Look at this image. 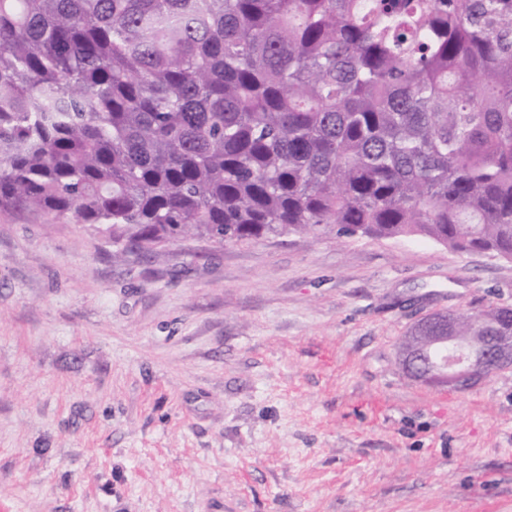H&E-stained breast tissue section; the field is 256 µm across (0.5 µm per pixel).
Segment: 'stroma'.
<instances>
[{
  "label": "stroma",
  "mask_w": 512,
  "mask_h": 512,
  "mask_svg": "<svg viewBox=\"0 0 512 512\" xmlns=\"http://www.w3.org/2000/svg\"><path fill=\"white\" fill-rule=\"evenodd\" d=\"M512 260L300 233L118 252L0 212V512H512V370L397 364Z\"/></svg>",
  "instance_id": "35a3bbf8"
}]
</instances>
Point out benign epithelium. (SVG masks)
Listing matches in <instances>:
<instances>
[{"label":"benign epithelium","mask_w":512,"mask_h":512,"mask_svg":"<svg viewBox=\"0 0 512 512\" xmlns=\"http://www.w3.org/2000/svg\"><path fill=\"white\" fill-rule=\"evenodd\" d=\"M496 323L482 327L475 338L461 333L458 318L435 313L416 321L405 337L397 360L401 369L450 388H465L488 378V373L512 369V336H498Z\"/></svg>","instance_id":"7a95c632"}]
</instances>
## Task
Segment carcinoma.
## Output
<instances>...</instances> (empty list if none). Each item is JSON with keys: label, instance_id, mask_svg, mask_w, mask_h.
<instances>
[{"label": "carcinoma", "instance_id": "1", "mask_svg": "<svg viewBox=\"0 0 512 512\" xmlns=\"http://www.w3.org/2000/svg\"><path fill=\"white\" fill-rule=\"evenodd\" d=\"M122 249L336 229L512 260V0H0V212Z\"/></svg>", "mask_w": 512, "mask_h": 512}]
</instances>
